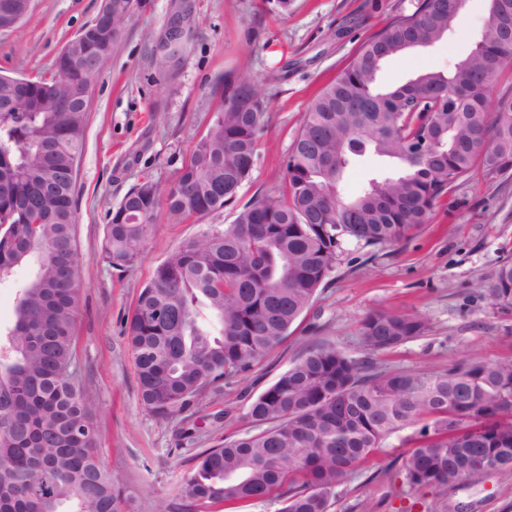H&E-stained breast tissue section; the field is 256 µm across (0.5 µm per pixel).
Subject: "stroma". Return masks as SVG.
<instances>
[{
  "mask_svg": "<svg viewBox=\"0 0 512 512\" xmlns=\"http://www.w3.org/2000/svg\"><path fill=\"white\" fill-rule=\"evenodd\" d=\"M102 0H32L18 30L0 34V74L49 78L64 45L89 24ZM413 0H139L91 82L77 177L76 236L83 282L75 325L77 373L94 401L100 458L136 512H171L196 456L247 430L252 401L305 354L326 343L363 358L357 330L371 312L411 314L431 330L374 354L377 369L418 373L469 358H512V312L493 305L480 281L512 256V180L474 172L434 207L423 228L375 249L345 244L329 282L283 343L218 395L167 421L141 405L126 328L155 268L208 227L233 223L246 203L285 189V162L314 96L354 58L360 45ZM487 0H464L453 34L386 60L378 84L394 88L425 71H448L471 50ZM186 15V48L169 68L151 55V37L174 14ZM228 75L250 76L267 102L258 156L235 200L199 221L172 223L158 211L138 262L119 271L101 255L112 213L136 184L166 187L220 107L212 91ZM395 166L355 157L340 190L357 195ZM409 426L336 489L331 512H512V478L491 473L439 493L412 489L402 464L417 446Z\"/></svg>",
  "mask_w": 512,
  "mask_h": 512,
  "instance_id": "1",
  "label": "stroma"
}]
</instances>
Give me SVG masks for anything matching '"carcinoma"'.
<instances>
[{
    "instance_id": "obj_1",
    "label": "carcinoma",
    "mask_w": 512,
    "mask_h": 512,
    "mask_svg": "<svg viewBox=\"0 0 512 512\" xmlns=\"http://www.w3.org/2000/svg\"><path fill=\"white\" fill-rule=\"evenodd\" d=\"M96 15L58 55L57 77L7 87L0 75V285L21 264L14 319L0 328V512H133L97 448L92 398L75 377L80 298L75 236L77 167L88 91L128 16ZM461 0H415L360 47L307 107L285 165L286 194L245 204L234 222L174 249L142 288L127 338L143 407L160 421L212 399L280 345L325 287L346 239L389 246L426 223L437 200L475 167L512 175V89L491 85L505 63L500 0H488L478 39L452 70L381 89L370 67L443 40ZM91 58L77 69L72 57ZM225 105L176 182L129 190L106 225L102 257L136 262L157 210L174 223L221 210L252 171L267 104L251 79L216 85ZM430 144L423 156L414 153ZM370 150L400 173L344 198L339 184ZM512 310V259L481 284ZM421 319L374 312L360 324L369 354L427 333ZM253 430L196 457L178 512L277 499L281 512H330L336 487L392 433L420 426L403 463L411 488L446 491L482 475L483 458L512 476V360L470 359L437 372L378 371L329 344L308 350L251 403Z\"/></svg>"
}]
</instances>
